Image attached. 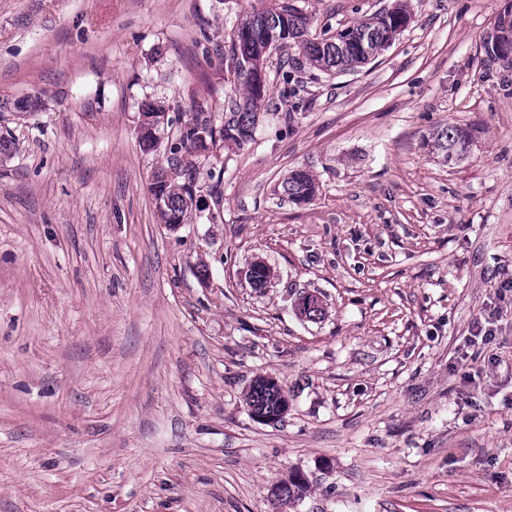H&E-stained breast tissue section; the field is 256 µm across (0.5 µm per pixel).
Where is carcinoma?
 <instances>
[{"label":"carcinoma","instance_id":"carcinoma-1","mask_svg":"<svg viewBox=\"0 0 512 512\" xmlns=\"http://www.w3.org/2000/svg\"><path fill=\"white\" fill-rule=\"evenodd\" d=\"M410 14L403 4L381 11L357 24L336 31V35L321 39L308 38V18L292 0H274L268 7L243 18L235 28L224 59L244 86L245 95L230 107V117L218 127L208 117H196L184 123L170 142V166L162 167L153 175L150 192L162 197L157 205L165 224H181L187 218L192 201L193 185L191 167L181 165L179 155L197 148L199 134L213 140L232 141L239 146L253 139L257 110L266 97L264 65L271 50L281 49L291 43L299 46L310 65L326 72L355 69L374 59L381 50L401 33ZM472 143V132L462 126L450 125L437 132L434 149L448 163H455L467 155ZM283 190L295 202L311 199L316 191L313 177L306 171L292 172ZM300 313L309 319L323 315L319 297L305 294L298 298ZM247 405L254 411L268 416H278L284 411L285 395L269 386L263 376L256 378L245 393ZM280 493L274 499L282 504L285 498L301 496L306 488L302 478L289 476L279 484Z\"/></svg>","mask_w":512,"mask_h":512}]
</instances>
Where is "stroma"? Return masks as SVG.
<instances>
[{
    "label": "stroma",
    "mask_w": 512,
    "mask_h": 512,
    "mask_svg": "<svg viewBox=\"0 0 512 512\" xmlns=\"http://www.w3.org/2000/svg\"><path fill=\"white\" fill-rule=\"evenodd\" d=\"M404 1L356 70L272 51L253 141L195 153L172 229L140 105L223 122L224 48L268 0H0V100L42 101L0 110V512H275L294 473L288 512H512V63L485 50L504 0ZM396 2L294 0L313 36ZM451 124L474 136L456 163L431 148ZM264 375L276 422L244 400ZM283 190L288 198L295 202L311 199L316 191L313 177L306 171L297 170L292 172L285 183Z\"/></svg>",
    "instance_id": "obj_1"
}]
</instances>
